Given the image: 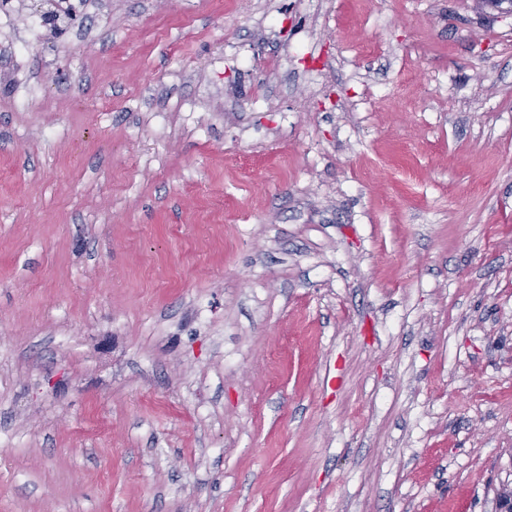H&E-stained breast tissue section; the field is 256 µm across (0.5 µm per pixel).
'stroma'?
I'll return each instance as SVG.
<instances>
[{"mask_svg":"<svg viewBox=\"0 0 512 512\" xmlns=\"http://www.w3.org/2000/svg\"><path fill=\"white\" fill-rule=\"evenodd\" d=\"M45 9L0 20V512H499L512 13Z\"/></svg>","mask_w":512,"mask_h":512,"instance_id":"obj_1","label":"stroma"}]
</instances>
